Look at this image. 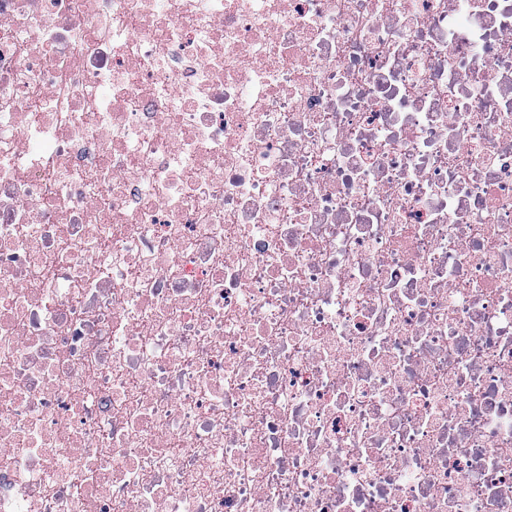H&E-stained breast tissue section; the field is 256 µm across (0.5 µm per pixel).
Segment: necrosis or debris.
<instances>
[{"label":"necrosis or debris","instance_id":"necrosis-or-debris-1","mask_svg":"<svg viewBox=\"0 0 512 512\" xmlns=\"http://www.w3.org/2000/svg\"><path fill=\"white\" fill-rule=\"evenodd\" d=\"M0 512H512V0H0Z\"/></svg>","mask_w":512,"mask_h":512}]
</instances>
